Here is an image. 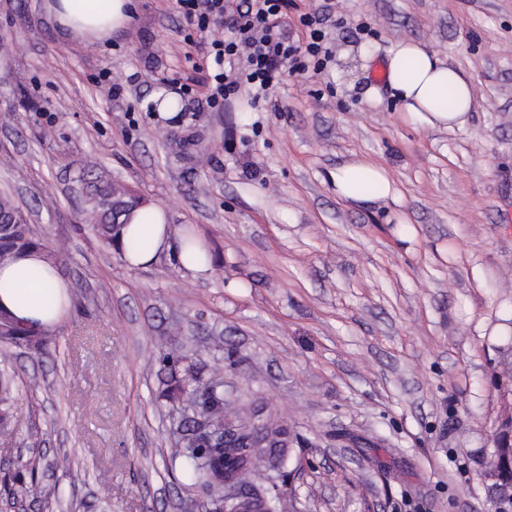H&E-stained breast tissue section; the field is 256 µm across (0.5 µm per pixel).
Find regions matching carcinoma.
Wrapping results in <instances>:
<instances>
[{
  "instance_id": "1",
  "label": "carcinoma",
  "mask_w": 512,
  "mask_h": 512,
  "mask_svg": "<svg viewBox=\"0 0 512 512\" xmlns=\"http://www.w3.org/2000/svg\"><path fill=\"white\" fill-rule=\"evenodd\" d=\"M83 181L88 220L99 237L110 245L115 239L116 219H130L141 207V201L117 192L112 181L101 176L91 175ZM0 210L17 213V223L0 224V264L31 248H39L56 259L55 252L36 239L26 218L18 214V209L8 199H0ZM0 319L9 325L8 331H0V343L13 346L23 342L39 351L47 346L48 337L43 332L21 325L5 312L0 314ZM14 390L15 372L10 359L3 357L0 359V435L5 438L14 434ZM175 390L173 400L179 404L181 434L177 447L170 452V463L172 468L180 470L187 486L214 496L218 512L224 509L227 485L266 490V465L246 457V440L250 435L224 431V417H239L241 408L233 399V393L225 388L220 371L214 370L204 379L200 369L191 363ZM508 460L512 462V447L494 450L493 465L501 469L500 477L505 481L512 480Z\"/></svg>"
}]
</instances>
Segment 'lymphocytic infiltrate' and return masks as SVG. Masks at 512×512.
Masks as SVG:
<instances>
[{"label":"lymphocytic infiltrate","mask_w":512,"mask_h":512,"mask_svg":"<svg viewBox=\"0 0 512 512\" xmlns=\"http://www.w3.org/2000/svg\"><path fill=\"white\" fill-rule=\"evenodd\" d=\"M176 4L207 36L203 56L213 63L206 74L211 87L206 103L211 109L221 110L245 84L266 92L279 82L283 63L300 73L322 63L325 9L300 15L304 33L299 36L288 28L292 0H176ZM221 23L230 29V37L214 36Z\"/></svg>","instance_id":"obj_1"}]
</instances>
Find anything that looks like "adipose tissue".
<instances>
[{
	"label": "adipose tissue",
	"instance_id": "ef3b65f1",
	"mask_svg": "<svg viewBox=\"0 0 512 512\" xmlns=\"http://www.w3.org/2000/svg\"><path fill=\"white\" fill-rule=\"evenodd\" d=\"M132 0H52L48 9L64 33L88 43L101 42L127 28ZM386 80L400 111L433 128H461L475 96L473 79L423 45L402 41L388 53ZM338 198L357 204L393 196L386 170L370 161L339 165L330 173ZM170 227L163 209L148 205L121 226L115 241L129 267L151 264L169 246ZM69 308L68 285L56 264L30 249L0 265V310L29 327L47 330L62 323Z\"/></svg>",
	"mask_w": 512,
	"mask_h": 512
}]
</instances>
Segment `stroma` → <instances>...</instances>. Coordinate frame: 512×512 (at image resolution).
Wrapping results in <instances>:
<instances>
[{
    "instance_id": "1",
    "label": "stroma",
    "mask_w": 512,
    "mask_h": 512,
    "mask_svg": "<svg viewBox=\"0 0 512 512\" xmlns=\"http://www.w3.org/2000/svg\"><path fill=\"white\" fill-rule=\"evenodd\" d=\"M46 2L0 0V198L56 253L70 314L9 350L0 470L22 481L0 512H196L168 464L190 361L287 424L286 512H487L512 416V0H333L330 62L220 112L175 0H137L102 44ZM402 40L473 78L464 128L405 120L376 80ZM181 78L193 98L160 117ZM359 159L394 198H337L330 171ZM85 171L201 238L209 271L127 267L85 220ZM0 365V435L7 438L12 437L15 430L12 426L13 410L17 400L14 395L15 372L11 371L12 364L6 356L1 357ZM498 439L497 446L494 450V461L493 465L501 469L500 477L504 481L512 480V468L506 464V457H509V463L512 462V447L508 448L512 444V423L507 422L499 426L498 431L495 434Z\"/></svg>"
}]
</instances>
